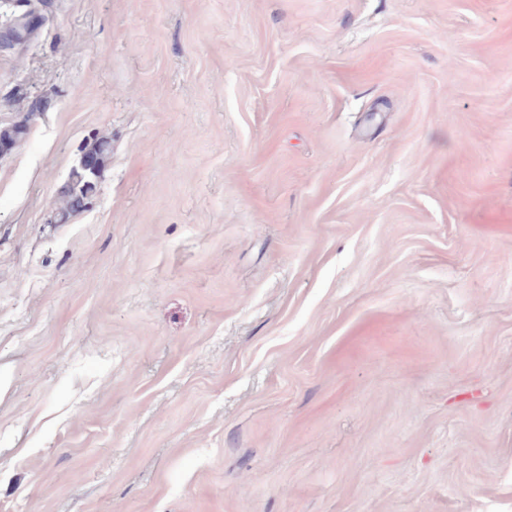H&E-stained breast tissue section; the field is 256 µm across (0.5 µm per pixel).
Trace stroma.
Returning a JSON list of instances; mask_svg holds the SVG:
<instances>
[{
    "label": "stroma",
    "mask_w": 512,
    "mask_h": 512,
    "mask_svg": "<svg viewBox=\"0 0 512 512\" xmlns=\"http://www.w3.org/2000/svg\"><path fill=\"white\" fill-rule=\"evenodd\" d=\"M37 11L0 52V125L46 102L0 160V512H512V0ZM112 139L106 136H94L81 148L92 154L97 163V174L92 175L85 171H77L73 175L72 184L62 188L55 202L54 210L66 219L87 209L90 199L96 196L99 178L102 176L106 163L111 154Z\"/></svg>",
    "instance_id": "stroma-1"
}]
</instances>
